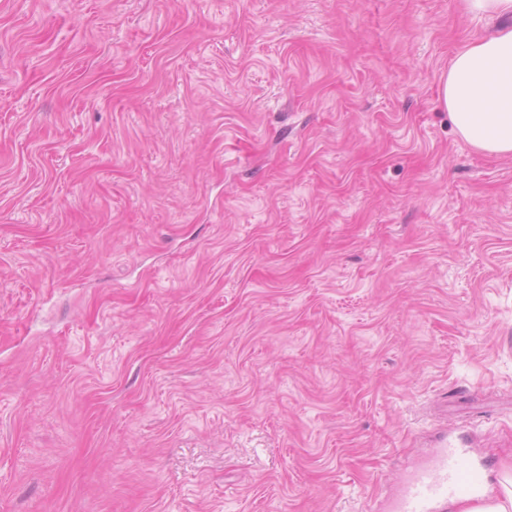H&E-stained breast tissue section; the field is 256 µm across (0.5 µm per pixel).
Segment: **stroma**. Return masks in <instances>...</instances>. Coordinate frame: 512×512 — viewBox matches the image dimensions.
<instances>
[{"label": "stroma", "mask_w": 512, "mask_h": 512, "mask_svg": "<svg viewBox=\"0 0 512 512\" xmlns=\"http://www.w3.org/2000/svg\"><path fill=\"white\" fill-rule=\"evenodd\" d=\"M462 0H0V512H374L512 474V156ZM439 101L474 150L512 155V28L458 52L440 76ZM427 460L409 463L399 496L389 512H445L449 498H480L486 483V465L466 445L434 440Z\"/></svg>", "instance_id": "35a3bbf8"}]
</instances>
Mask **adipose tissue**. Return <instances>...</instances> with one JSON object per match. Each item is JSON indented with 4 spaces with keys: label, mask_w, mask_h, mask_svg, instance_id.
Returning <instances> with one entry per match:
<instances>
[{
    "label": "adipose tissue",
    "mask_w": 512,
    "mask_h": 512,
    "mask_svg": "<svg viewBox=\"0 0 512 512\" xmlns=\"http://www.w3.org/2000/svg\"><path fill=\"white\" fill-rule=\"evenodd\" d=\"M439 101L474 150L512 155V28L458 52L440 76Z\"/></svg>",
    "instance_id": "obj_1"
}]
</instances>
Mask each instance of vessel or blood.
Listing matches in <instances>:
<instances>
[{"label":"vessel or blood","instance_id":"obj_1","mask_svg":"<svg viewBox=\"0 0 512 512\" xmlns=\"http://www.w3.org/2000/svg\"><path fill=\"white\" fill-rule=\"evenodd\" d=\"M486 471L470 448L440 436L427 460L408 464L400 494L389 512H446L449 499H478Z\"/></svg>","mask_w":512,"mask_h":512}]
</instances>
